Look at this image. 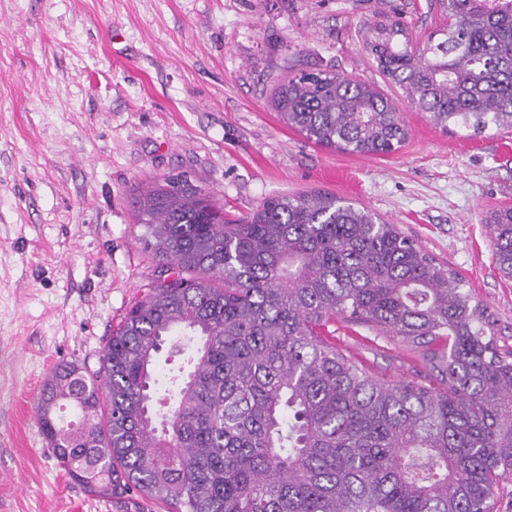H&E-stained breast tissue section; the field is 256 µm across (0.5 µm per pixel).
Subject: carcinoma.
I'll list each match as a JSON object with an SVG mask.
<instances>
[{"label": "carcinoma", "instance_id": "obj_1", "mask_svg": "<svg viewBox=\"0 0 512 512\" xmlns=\"http://www.w3.org/2000/svg\"><path fill=\"white\" fill-rule=\"evenodd\" d=\"M448 26L413 51L398 18L363 47L443 131L512 129V0H437ZM280 119L315 144L392 154L398 104L327 70L288 73ZM166 269L89 375L61 363L43 386L42 433L68 478L168 512H494L512 477V349L457 272L396 224L333 194L265 199L224 218L183 174L137 199ZM512 278V207L484 216ZM341 318L420 350L428 384L391 385L336 347ZM199 341L193 369L162 382L171 337ZM73 409L77 421L59 411Z\"/></svg>", "mask_w": 512, "mask_h": 512}]
</instances>
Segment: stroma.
Listing matches in <instances>:
<instances>
[{
	"mask_svg": "<svg viewBox=\"0 0 512 512\" xmlns=\"http://www.w3.org/2000/svg\"><path fill=\"white\" fill-rule=\"evenodd\" d=\"M431 0H0V512H163L72 483L44 438L41 389L62 362L98 373L113 328L160 264L141 190L184 172L226 214L323 191L366 207L457 270L512 348V280L482 222L512 206V130L436 128L407 107L359 29L402 17L420 42L448 21ZM384 90L409 130L391 155L324 148L271 105L288 69ZM336 346L390 384L418 357L335 323Z\"/></svg>",
	"mask_w": 512,
	"mask_h": 512,
	"instance_id": "35a3bbf8",
	"label": "stroma"
}]
</instances>
